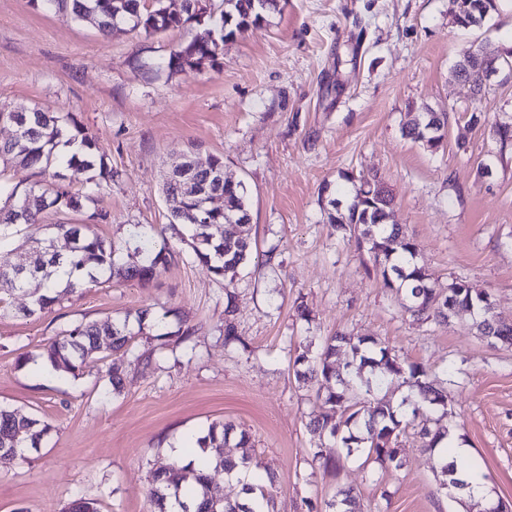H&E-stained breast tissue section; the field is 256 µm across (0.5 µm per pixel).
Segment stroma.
<instances>
[{
  "instance_id": "stroma-1",
  "label": "stroma",
  "mask_w": 512,
  "mask_h": 512,
  "mask_svg": "<svg viewBox=\"0 0 512 512\" xmlns=\"http://www.w3.org/2000/svg\"><path fill=\"white\" fill-rule=\"evenodd\" d=\"M193 33L106 37L32 0H0V104L72 113L116 174L98 202L110 221L95 233L121 244L129 225L156 224L173 252L148 283L86 288L37 318L18 313L29 293L14 295V313L0 317V404L52 431L22 458H0V512H63L77 494L100 512H151V471L214 421L251 433L258 476L275 477L278 512H309L341 486L363 512H483L440 490L432 454L410 433L398 469L351 460L335 474L308 455L317 403L292 362L299 345L339 331L448 375L456 431L491 499L512 504V347L488 342L464 312L446 322L404 313L367 273V254L333 234L319 194L328 183L349 197L345 173L379 176L394 194L391 223L407 227L435 286L466 280L512 317V151H500L489 127L512 119V79L475 100L450 75L470 44L512 43V0L470 29L450 23L448 0H285L261 29L225 44L215 66L160 70ZM424 104L449 111L435 152L401 132ZM475 112L486 124L471 123ZM192 146L222 155L225 176L244 182L258 250L275 251L274 265L225 283L167 229L173 203L162 177ZM484 164L491 177L481 176ZM118 257L142 262L122 244ZM230 300L241 341L228 347ZM108 316L129 317L138 343L155 351L152 368H127L120 393L101 398V364L68 379L19 365L60 326ZM182 326L191 334L179 342L172 333Z\"/></svg>"
}]
</instances>
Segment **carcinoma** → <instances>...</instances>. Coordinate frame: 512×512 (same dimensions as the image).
Returning <instances> with one entry per match:
<instances>
[{"label":"carcinoma","mask_w":512,"mask_h":512,"mask_svg":"<svg viewBox=\"0 0 512 512\" xmlns=\"http://www.w3.org/2000/svg\"><path fill=\"white\" fill-rule=\"evenodd\" d=\"M48 12L68 15L83 21L91 19L109 35L121 22L130 31L146 37L170 29L196 24L193 37L174 48L160 63L170 74L187 68L214 66L224 43L236 36L262 27L268 17L280 11L281 0H221L216 13L203 14L196 0H183L180 13L169 11L166 0H38ZM462 15L461 28L475 27L473 20L492 16L498 0H456ZM0 122L10 124L15 135L0 141V316L13 309L16 292L32 283L33 296L26 316H39L63 303L77 290L114 278L146 282L168 262L169 248L156 247L163 231L153 224H135L127 243L143 256L144 264L125 267L117 262L118 247L98 236L92 226L105 224L109 214L96 207L100 192L112 185L114 172L99 152L96 138L79 125L71 113L43 112L23 106H1ZM448 113L421 112L418 119L402 130L404 137L421 143L430 151L441 147ZM21 164L44 175L49 167H58L91 186L79 198L69 186L54 179L38 180L26 189L13 185L5 177L7 168ZM378 176L361 177L353 182V202L342 209L340 200L327 202V219L335 232L352 241L369 256L372 270L384 287L395 292L400 307L413 317L445 321L452 311L448 300L433 301L436 291L428 270L415 258V245L401 226L387 224L389 209L363 196L362 187ZM224 209L202 213L199 197L191 189L163 178L162 192L184 197L179 215H170L169 226L181 225V241L191 249L190 256L206 264L218 278L231 283L249 264L256 242L252 235L250 205L243 182L221 186ZM65 214L81 211L80 224L43 223L47 211ZM31 229L22 241L33 254V263L22 272L11 262L15 236L21 226ZM448 293L463 306L485 291L464 281L448 284ZM478 333L491 343L512 345V322H500L495 335L488 334L486 322H475ZM107 352L123 358L132 366H149L152 353L134 344L128 320L107 317L95 321L72 322L44 345L40 358L59 377L79 375L94 355ZM292 367L297 381L317 386L316 400L325 411L311 419V432L319 443L308 455L323 462L327 469L340 471L342 463L362 459L384 468L401 466L399 438L413 429L424 448L433 451L448 437L450 426L443 416L434 417L436 406L448 405V396L436 388L427 370L420 364L399 358L373 338L336 333L326 337L320 350L311 354L306 348L295 356ZM122 364H109L104 396L120 391ZM410 394L395 402L403 389ZM50 425L0 405V455L16 456L22 448H37ZM241 449L236 457L224 455L230 438ZM196 443L206 453V466L222 469L228 475H250L258 466L248 432L221 421L211 422ZM457 461L441 459L442 488L462 489L454 477ZM242 496L235 500L212 484L211 478L192 464L174 461L153 471L149 497L152 512H276L273 476L268 481H245ZM326 512H356L351 492L338 490L327 503Z\"/></svg>","instance_id":"obj_1"}]
</instances>
